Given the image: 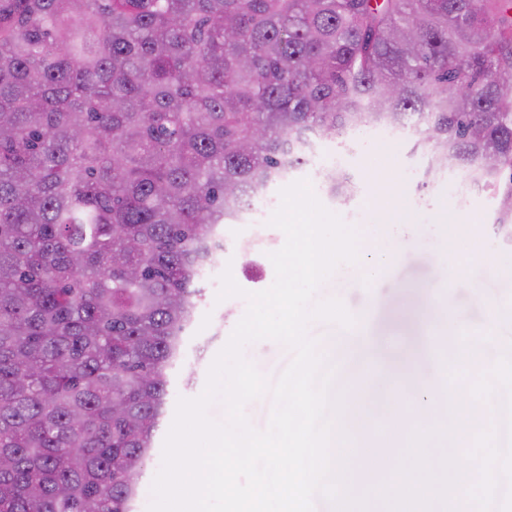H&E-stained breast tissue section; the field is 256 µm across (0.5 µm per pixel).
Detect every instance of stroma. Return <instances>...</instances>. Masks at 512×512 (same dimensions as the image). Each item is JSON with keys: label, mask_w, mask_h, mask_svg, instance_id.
Wrapping results in <instances>:
<instances>
[{"label": "stroma", "mask_w": 512, "mask_h": 512, "mask_svg": "<svg viewBox=\"0 0 512 512\" xmlns=\"http://www.w3.org/2000/svg\"><path fill=\"white\" fill-rule=\"evenodd\" d=\"M353 141L348 152L334 142L318 143L313 166L298 171L297 179L314 180L315 168L329 165L352 175L358 185L352 199L339 203L324 195L320 201L344 223L358 225L366 233L373 231L377 219L371 205L372 182L380 180L399 194L415 236L405 253L378 278L368 282L357 279L340 287L331 277L315 293L319 301L339 297L362 334L377 343L373 354H352L351 369L383 374L414 347L418 350L416 367L428 382L438 388L451 383L455 376L446 372V362L437 348L440 318L450 309L456 313L462 334H492V357L512 349V319L491 320L492 305L512 293V242L505 241L493 223L495 200L474 190L463 172L429 171L427 154L413 150L412 137L403 131L364 130L356 133ZM442 213L467 215L474 233L462 232L450 223H436V216ZM272 214L268 207L226 226L224 250L207 271L205 296L185 333L182 357L170 371L171 400L194 398L203 392L210 364L246 312L243 298L218 300L223 271L231 270L239 286L250 292L273 284L275 270L269 255L284 245L285 235L270 226ZM455 236L464 245L459 257L467 261L468 274L466 280L444 288L430 256L444 250L446 238ZM244 355L272 382L293 359L289 348L272 340L248 344Z\"/></svg>", "instance_id": "35a3bbf8"}]
</instances>
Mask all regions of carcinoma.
Returning a JSON list of instances; mask_svg holds the SVG:
<instances>
[{
  "label": "carcinoma",
  "instance_id": "obj_1",
  "mask_svg": "<svg viewBox=\"0 0 512 512\" xmlns=\"http://www.w3.org/2000/svg\"><path fill=\"white\" fill-rule=\"evenodd\" d=\"M380 127L512 230V0H0V512H134L224 226Z\"/></svg>",
  "mask_w": 512,
  "mask_h": 512
}]
</instances>
